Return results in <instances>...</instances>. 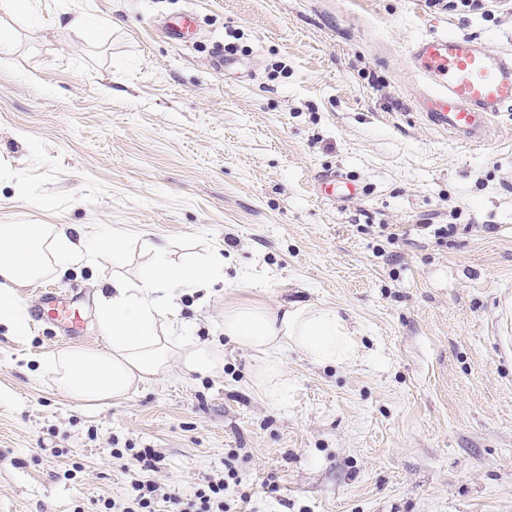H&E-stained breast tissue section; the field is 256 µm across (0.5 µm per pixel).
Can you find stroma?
Listing matches in <instances>:
<instances>
[{"label": "stroma", "instance_id": "1", "mask_svg": "<svg viewBox=\"0 0 512 512\" xmlns=\"http://www.w3.org/2000/svg\"><path fill=\"white\" fill-rule=\"evenodd\" d=\"M194 13L182 43L164 28ZM82 14L95 38L71 25ZM0 26V224H66L123 236L120 262L50 274L80 309L0 331V512H101L123 504L142 448L161 455L155 512H184L235 473L249 512H512V109L482 145L433 128L406 49L424 34L512 50V0H41ZM237 71L212 66L214 46ZM361 188L340 203L317 177ZM430 224H453L446 242ZM220 253L223 282L179 300L178 323L224 355L221 371L171 366L119 401L84 403L38 356L96 348L100 291L134 278L148 249ZM338 308L354 356L281 352L288 388L255 387L254 353L224 334L239 304ZM275 480L277 493L262 484ZM179 497V505L167 495Z\"/></svg>", "mask_w": 512, "mask_h": 512}]
</instances>
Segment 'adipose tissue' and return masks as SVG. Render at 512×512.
<instances>
[{
    "instance_id": "1",
    "label": "adipose tissue",
    "mask_w": 512,
    "mask_h": 512,
    "mask_svg": "<svg viewBox=\"0 0 512 512\" xmlns=\"http://www.w3.org/2000/svg\"><path fill=\"white\" fill-rule=\"evenodd\" d=\"M92 245L56 224H0V327L8 335L31 330L18 291L47 273H64L89 262ZM224 279L220 256L173 263L165 248L136 280H116L103 299L97 323L104 341L98 348H65L39 357L41 370L77 400L103 404L125 398L137 385L164 374L171 364L195 374L221 370L218 351L177 333L171 320L178 298L212 288ZM224 334L256 353L258 381L266 392L278 391L285 376L280 353L294 346L320 363L341 359L351 347L344 319L333 308L294 307L273 311L243 305L225 309Z\"/></svg>"
}]
</instances>
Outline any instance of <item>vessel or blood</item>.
<instances>
[{"label":"vessel or blood","mask_w":512,"mask_h":512,"mask_svg":"<svg viewBox=\"0 0 512 512\" xmlns=\"http://www.w3.org/2000/svg\"><path fill=\"white\" fill-rule=\"evenodd\" d=\"M406 59L425 84L418 106L435 128L478 145L497 113L512 108V52L493 53L482 41L454 33L428 35L410 43ZM317 184L332 200H349L358 186L327 171Z\"/></svg>","instance_id":"vessel-or-blood-1"}]
</instances>
